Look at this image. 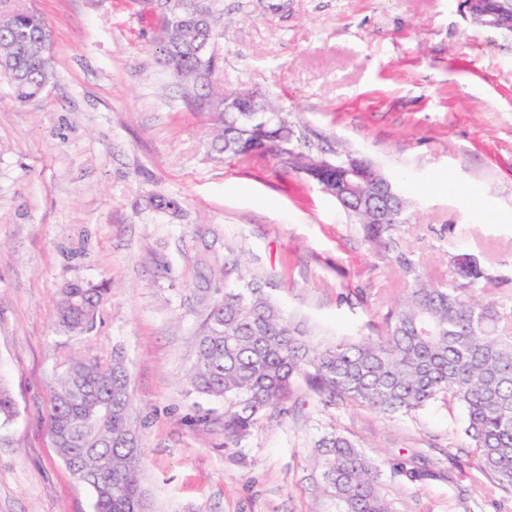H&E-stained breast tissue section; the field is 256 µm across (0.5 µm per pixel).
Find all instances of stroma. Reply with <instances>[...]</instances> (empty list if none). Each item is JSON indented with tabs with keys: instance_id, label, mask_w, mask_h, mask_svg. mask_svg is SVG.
Masks as SVG:
<instances>
[{
	"instance_id": "stroma-1",
	"label": "stroma",
	"mask_w": 512,
	"mask_h": 512,
	"mask_svg": "<svg viewBox=\"0 0 512 512\" xmlns=\"http://www.w3.org/2000/svg\"><path fill=\"white\" fill-rule=\"evenodd\" d=\"M35 5L55 81L20 104L0 74V375L16 405L0 422V512H94L49 434L72 344L55 301L73 280L113 285L85 345L130 366L152 512H334L311 462L334 431L378 463L398 512H512V491L461 446L463 412L440 402L388 417L298 386L246 438H225L223 403L180 381L210 299L202 255L233 241L288 313L349 336L403 288L395 258L273 153L211 158L132 0ZM223 6L225 94L273 93L311 137L379 166L411 203L396 236L425 276L447 278L446 254L468 253L512 294V36L472 24L461 0ZM152 195L180 213L147 207Z\"/></svg>"
}]
</instances>
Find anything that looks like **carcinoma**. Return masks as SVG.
Here are the masks:
<instances>
[{
  "label": "carcinoma",
  "instance_id": "cac0c4a2",
  "mask_svg": "<svg viewBox=\"0 0 512 512\" xmlns=\"http://www.w3.org/2000/svg\"><path fill=\"white\" fill-rule=\"evenodd\" d=\"M222 15L220 0H172L154 30L184 104L205 115L211 155H243L242 143L266 127L298 155L322 152L274 96L263 95L264 112L225 111L232 99L221 85L219 53L208 50L224 38V28L217 26ZM0 72L8 75L20 102L39 97L55 79L48 22L26 0H0ZM331 154L337 173L356 160L370 164L340 145ZM358 192L364 204L341 207L370 246L397 252L407 284L373 334L316 339L303 321L284 311L263 277L208 255L203 260L208 282L222 297L203 315L184 381L224 402V433L236 440L247 437L266 410L284 403L298 381L317 397L386 415L413 414L441 401L464 411L460 435L471 457L498 487L512 489V298L488 292L486 269L466 253L448 254L447 280L423 277L397 251L395 231L408 207L398 188L392 187L396 209L385 224L373 221L378 201L371 200V185L361 183ZM150 203L172 215L181 210L174 197L157 196ZM108 291L103 283H67L56 307L60 330L74 338L92 332ZM15 414L10 389L0 378V419ZM142 428L124 356L115 353L103 362L73 351L55 378L50 435L70 473L91 489L94 512H148L140 480ZM314 462L336 512H397L376 462L346 436L321 438Z\"/></svg>",
  "mask_w": 512,
  "mask_h": 512
}]
</instances>
